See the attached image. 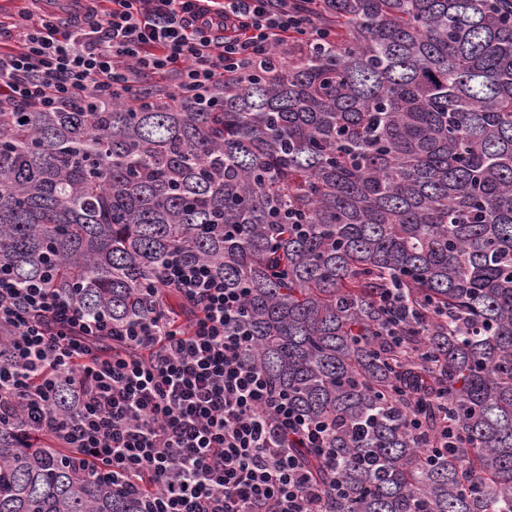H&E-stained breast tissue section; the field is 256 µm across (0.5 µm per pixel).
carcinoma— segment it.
<instances>
[{
	"label": "carcinoma",
	"instance_id": "carcinoma-1",
	"mask_svg": "<svg viewBox=\"0 0 512 512\" xmlns=\"http://www.w3.org/2000/svg\"><path fill=\"white\" fill-rule=\"evenodd\" d=\"M316 11L331 45L209 101L0 112V270L50 265L121 325L171 254L205 263L245 290L252 360L331 424L336 469L303 449L350 489L329 512H512V0ZM0 512L139 505L17 413Z\"/></svg>",
	"mask_w": 512,
	"mask_h": 512
}]
</instances>
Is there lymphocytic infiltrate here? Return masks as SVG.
Listing matches in <instances>:
<instances>
[{"mask_svg":"<svg viewBox=\"0 0 512 512\" xmlns=\"http://www.w3.org/2000/svg\"><path fill=\"white\" fill-rule=\"evenodd\" d=\"M30 0L0 25V112H55L139 95L150 81L206 96L225 75L275 70L291 36H328L301 0ZM163 294L189 304V324L160 312L112 325L88 316L47 279L20 287L0 277V415L21 410L33 428L104 467L139 512H328L329 496L297 452L321 458L329 426L306 419L261 368L241 321L239 291L208 265L172 255L159 272ZM115 350L104 357L99 339ZM69 384L75 410L58 419L48 402Z\"/></svg>","mask_w":512,"mask_h":512,"instance_id":"f902f5d3","label":"lymphocytic infiltrate"}]
</instances>
